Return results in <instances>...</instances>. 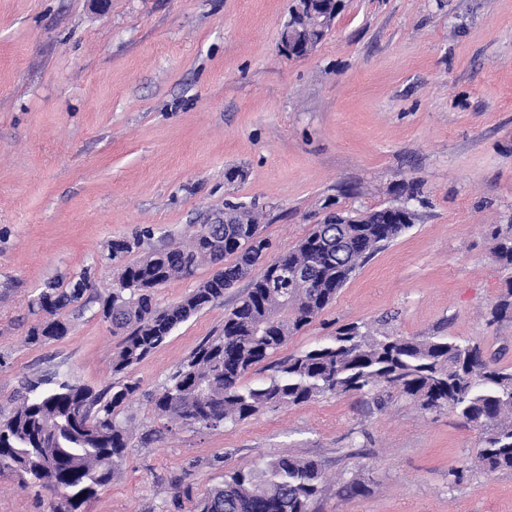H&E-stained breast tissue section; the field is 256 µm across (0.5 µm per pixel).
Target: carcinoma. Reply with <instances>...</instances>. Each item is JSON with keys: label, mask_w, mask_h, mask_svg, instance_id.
Returning a JSON list of instances; mask_svg holds the SVG:
<instances>
[{"label": "carcinoma", "mask_w": 512, "mask_h": 512, "mask_svg": "<svg viewBox=\"0 0 512 512\" xmlns=\"http://www.w3.org/2000/svg\"><path fill=\"white\" fill-rule=\"evenodd\" d=\"M367 224H316L284 254L288 287L270 288L271 265L256 267L259 250L271 247L253 211L224 203V223L201 224L186 243L153 249L129 261L141 238L112 241L108 259L120 269L100 314L123 335L112 374L127 373L161 346L173 330L224 297L243 279L248 287L224 315L222 334L201 341L152 395L156 414L197 425L211 415L219 425L246 419L271 405L297 406L325 394L396 390L428 412L456 413L479 435V462L486 472L512 471V371L484 359L477 345L450 336L422 339L361 331L356 325L276 364L266 383L241 384L254 366L278 352L333 302L351 275L409 228L385 224L367 213ZM493 256L512 270V224L491 231ZM210 278L179 302L157 307L154 289L189 276L202 264ZM89 284L49 285L30 302L39 317L29 341L59 340L68 332L62 313ZM512 318V280L491 309L490 322ZM140 388L119 380L103 392L58 381L27 387L19 405L0 418V474L23 487L47 488L60 496L53 512H82L98 490L112 482L130 435L122 412ZM323 475L317 461L280 455L239 469L194 502V512H309Z\"/></svg>", "instance_id": "carcinoma-1"}]
</instances>
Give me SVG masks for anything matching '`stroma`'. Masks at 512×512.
<instances>
[{
  "label": "stroma",
  "mask_w": 512,
  "mask_h": 512,
  "mask_svg": "<svg viewBox=\"0 0 512 512\" xmlns=\"http://www.w3.org/2000/svg\"><path fill=\"white\" fill-rule=\"evenodd\" d=\"M290 0H0V413L24 382L111 386L120 343L100 315L118 271L112 240L188 241L254 207L271 256L326 210L407 203L414 224L361 265L335 300L243 379L357 324L452 336L512 369V319L489 324L511 273L489 235L512 224V0H344L308 56L279 51ZM241 179L227 182V170ZM89 274L69 331L27 342L46 283ZM246 282L179 325L128 372L132 438L85 512H192L226 475L288 454L318 461L311 512H512V471L484 474L477 433L413 400L341 394L266 408L218 429L172 423L150 397ZM465 466L449 484L450 469ZM362 484L348 496L349 483ZM54 497L0 474V512Z\"/></svg>",
  "instance_id": "stroma-1"
}]
</instances>
